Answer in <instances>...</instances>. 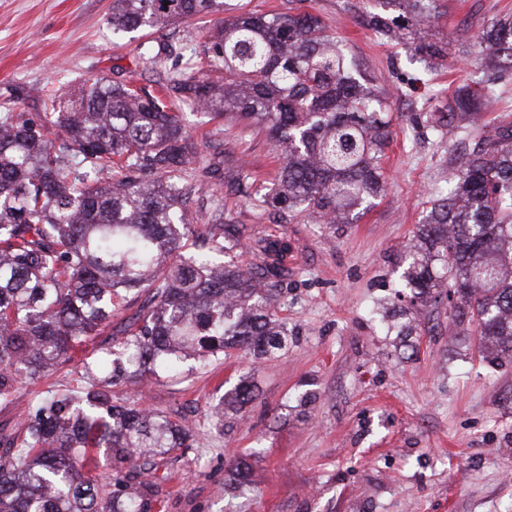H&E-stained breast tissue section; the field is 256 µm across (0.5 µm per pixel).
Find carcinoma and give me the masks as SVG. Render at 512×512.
I'll use <instances>...</instances> for the list:
<instances>
[{
    "mask_svg": "<svg viewBox=\"0 0 512 512\" xmlns=\"http://www.w3.org/2000/svg\"><path fill=\"white\" fill-rule=\"evenodd\" d=\"M437 0H369L395 11L416 61L448 59V44L414 40ZM217 16L199 63H169L164 31ZM112 34L159 33L143 52L164 92L108 76L40 97L42 111L0 113V401L71 359L128 295L144 297L120 326L121 347L84 370L77 392L37 407V419L0 455V512H155L160 461L190 448L184 425L112 401V385L177 371L189 358L238 350L256 359L288 347V240L243 242L224 223V154L195 141L181 108L265 133L282 156L273 189L256 192L262 217L291 224L351 223L381 195L391 104L361 60L308 13L256 15L226 0H112ZM468 54L480 72L459 85L438 122L473 120L512 81V15L483 29ZM405 257L401 287L423 307L448 299L474 323L482 348L512 360V123L501 124L450 174ZM210 214L198 226L186 205ZM257 262L244 266L237 252ZM100 450L126 467L85 471Z\"/></svg>",
    "mask_w": 512,
    "mask_h": 512,
    "instance_id": "1",
    "label": "carcinoma"
}]
</instances>
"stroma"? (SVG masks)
Returning a JSON list of instances; mask_svg holds the SVG:
<instances>
[{
    "mask_svg": "<svg viewBox=\"0 0 512 512\" xmlns=\"http://www.w3.org/2000/svg\"><path fill=\"white\" fill-rule=\"evenodd\" d=\"M252 12L301 6L347 44L379 79L395 114L382 167L385 191L352 224L257 219L248 196L271 187L281 159L264 134L191 116L203 144L220 138L224 195L232 221L249 232L287 236L292 246L288 347L260 360L233 356L186 361L175 377L123 382L112 395L130 407L182 416L192 434L185 454L162 465L161 512H512V362L479 349L475 326L456 325L447 304L430 308L402 337L400 254L430 202L446 186L455 158L479 131L512 123V85L467 134L433 129L455 87L477 68L464 51L512 0H437L427 36L454 53L418 74L401 40L365 21L367 0H238ZM112 0H0V112H37L41 88L98 75L154 89L140 40L113 36ZM422 112L410 126L405 114ZM259 182H251V174ZM114 326L37 382H20L0 402V451L21 436L44 398L83 384L85 358L112 348ZM248 380L254 401L212 413Z\"/></svg>",
    "mask_w": 512,
    "mask_h": 512,
    "instance_id": "obj_1",
    "label": "stroma"
}]
</instances>
